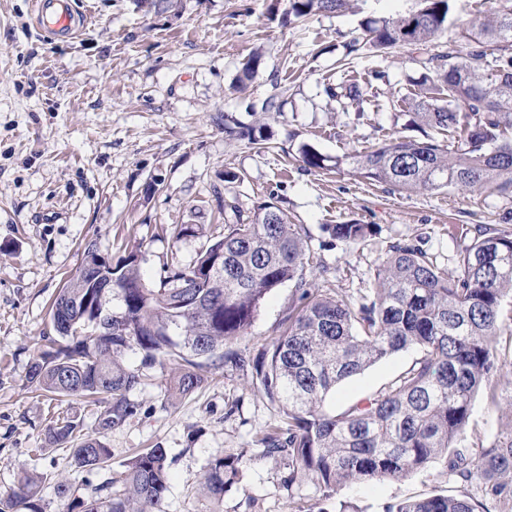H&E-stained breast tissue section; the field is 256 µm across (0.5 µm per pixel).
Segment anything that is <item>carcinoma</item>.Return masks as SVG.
I'll use <instances>...</instances> for the list:
<instances>
[{
    "instance_id": "obj_1",
    "label": "carcinoma",
    "mask_w": 512,
    "mask_h": 512,
    "mask_svg": "<svg viewBox=\"0 0 512 512\" xmlns=\"http://www.w3.org/2000/svg\"><path fill=\"white\" fill-rule=\"evenodd\" d=\"M494 17L475 16L438 46L429 43L448 30L453 0H420L417 11L369 21L351 39L347 55L365 47L380 53L414 47L423 73L419 92L401 97L420 127L448 134L444 144L395 137L336 158L357 178L398 192L455 188L476 196L512 199V0H496ZM347 0H288L281 22L337 14ZM324 85L342 109L364 111L366 93L387 81L380 67L343 69ZM232 136L258 145L256 126L224 124ZM304 169L325 168V158L304 145ZM224 224L210 235L195 262L178 266L159 286L141 278L129 255L112 270V296L120 311L105 310L100 289L85 287L76 274L54 298L50 320L79 326L112 320L110 336H72L55 331L42 337L43 350L30 366L28 382L61 397L92 398L100 406L96 436L77 438L79 424L59 418L48 428L53 444L71 450V463L91 472L104 467L109 448L100 436L132 418L137 406L128 394L142 384L140 370L125 364L127 350L141 364L174 366L167 389L171 399L193 393L205 367H229L250 382L252 392L278 409V419L255 436V461L283 466L288 487L317 485L324 498L343 487L401 482L440 460L447 475L479 481L477 496L435 495L401 499L387 512H512V422L495 446L474 455L460 446L469 428L475 396L489 391L492 377L512 360V346L500 348L503 311L512 308V233L475 224L471 243L456 267L441 268L420 247L389 245L376 265L374 288L356 299L313 288L305 279L308 250L299 225L273 202L242 218L236 196L224 198ZM339 241L362 240L372 226L354 221L329 224ZM224 252L221 288H184L193 268L202 271ZM287 282L298 293L296 312L281 333L256 352L237 347L248 335L266 296ZM409 348L419 352L391 382L340 414L326 403L336 385ZM243 456L224 453L208 463L204 492L215 505L243 479ZM168 452L159 446L134 454L125 464L123 488L106 479L85 499L65 481L57 494L79 512H159L168 491ZM42 477L27 471L0 495V512H43Z\"/></svg>"
}]
</instances>
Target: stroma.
<instances>
[{
    "label": "stroma",
    "mask_w": 512,
    "mask_h": 512,
    "mask_svg": "<svg viewBox=\"0 0 512 512\" xmlns=\"http://www.w3.org/2000/svg\"><path fill=\"white\" fill-rule=\"evenodd\" d=\"M271 0H173L162 13L134 0H73L86 14L81 33L53 41L35 22L33 0H0V492L20 471L41 474L44 512H64L56 492L67 481L76 495L103 479H121L132 453L167 448L169 487L161 512H210L202 491L210 459L226 452L250 457L244 479L224 496L223 512H385L401 498L457 495L441 463L402 482L353 484L323 498L310 482L286 487L270 461H253V438L277 416L255 396L246 377L228 367L207 368L192 395L167 399L169 371L145 366L130 398L139 406L124 425L107 432L106 470L71 464L69 449L53 445L47 428L57 415L80 421L91 434L98 405L50 399L28 383L40 338L52 329L49 303L75 275L86 245L120 259L136 254L149 285L169 274L171 262L193 264L203 233L181 226L217 223L218 202L238 195L245 215L265 201L300 224L316 271V287L359 294L374 285V269L394 242L417 245L439 265L454 268L473 224L498 226L506 199L455 189L407 194L334 168L336 157L361 146L412 135L409 113L393 103L420 76L414 49L376 58L388 74L373 93L379 107L345 112L323 85L339 80L345 41L367 18L396 19L417 0H350L347 9L284 25L268 18ZM260 52L262 64L245 90L236 87L242 63ZM277 96V112L247 115L248 102ZM248 120L263 129L265 148L228 136L224 121ZM325 157L326 168L302 171L300 148ZM241 174L224 180L225 170ZM372 225L364 240L333 239L328 225ZM294 283L267 297L248 336L249 351L279 332L294 308ZM417 350L399 352L341 382L330 404L339 413L385 386L408 367ZM498 397L479 393L472 405L469 448L491 447L512 422V365L497 375Z\"/></svg>",
    "instance_id": "stroma-1"
}]
</instances>
